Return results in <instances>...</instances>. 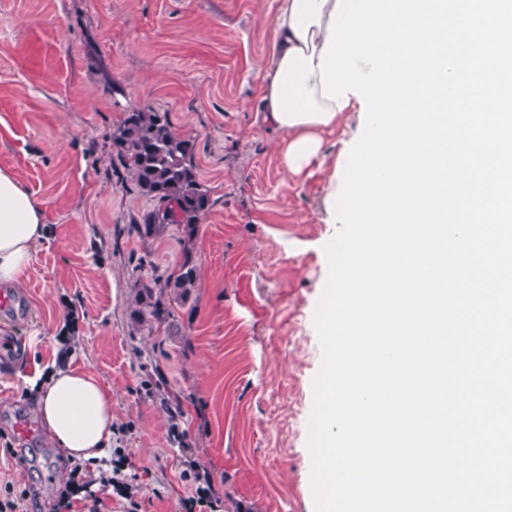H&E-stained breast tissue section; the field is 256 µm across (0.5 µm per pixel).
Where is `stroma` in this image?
Listing matches in <instances>:
<instances>
[{"label":"stroma","mask_w":512,"mask_h":512,"mask_svg":"<svg viewBox=\"0 0 512 512\" xmlns=\"http://www.w3.org/2000/svg\"><path fill=\"white\" fill-rule=\"evenodd\" d=\"M278 0H0V168L29 191L48 235L0 310V498L48 512L73 477L29 397L54 364L112 392V459L140 512H181L208 474L218 512H315L307 447L321 365L314 314L339 224L335 165L359 138L349 116L287 175L278 131L255 123ZM167 113L193 145L213 205L193 229L138 225L155 201L112 163L124 112ZM183 301L137 287V264L170 274ZM168 309L141 322L139 302ZM31 432L17 433L19 423ZM167 278L164 282V288H176V298L185 299L196 288L197 273L191 256L186 254L183 261L179 264L177 275L173 281Z\"/></svg>","instance_id":"stroma-1"}]
</instances>
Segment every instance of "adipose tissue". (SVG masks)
<instances>
[{"instance_id":"obj_1","label":"adipose tissue","mask_w":512,"mask_h":512,"mask_svg":"<svg viewBox=\"0 0 512 512\" xmlns=\"http://www.w3.org/2000/svg\"><path fill=\"white\" fill-rule=\"evenodd\" d=\"M337 0H279L274 40L263 73L262 123L283 133L286 170L297 174L317 157L322 131L346 110L324 98L320 54ZM46 239L45 216L14 175L0 169V284L17 283ZM35 406L56 448L71 461L97 464L112 445V393L93 374L61 366L44 380L30 379Z\"/></svg>"}]
</instances>
